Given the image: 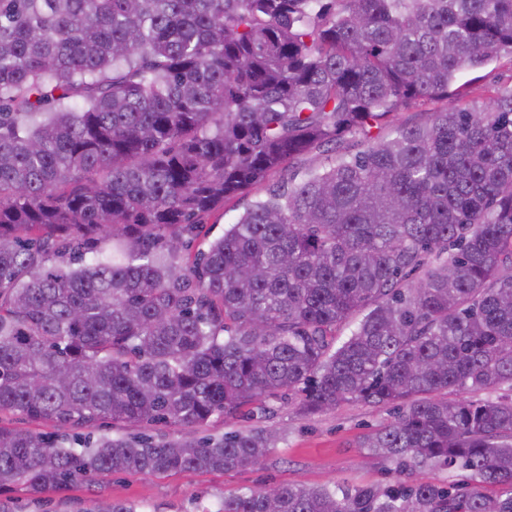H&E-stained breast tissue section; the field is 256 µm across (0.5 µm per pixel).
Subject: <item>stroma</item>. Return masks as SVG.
<instances>
[{
	"instance_id": "stroma-1",
	"label": "stroma",
	"mask_w": 512,
	"mask_h": 512,
	"mask_svg": "<svg viewBox=\"0 0 512 512\" xmlns=\"http://www.w3.org/2000/svg\"><path fill=\"white\" fill-rule=\"evenodd\" d=\"M467 101L483 102L494 89L512 88V57L478 72L463 74ZM389 408L361 402L343 404L336 410L304 416L288 401L271 402L265 412L231 421L212 418L204 433L218 437L226 430L245 431L255 426L273 430L277 440L258 464L221 472L186 471L169 475L143 476L117 473L100 481L101 498L132 504L138 512H216L224 497L269 485H354L387 483L388 463L371 460L357 442L391 420ZM85 486H73L69 503L55 493L38 496L17 487L0 489L15 512H85L91 504Z\"/></svg>"
}]
</instances>
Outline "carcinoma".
I'll list each match as a JSON object with an SVG mask.
<instances>
[{
  "label": "carcinoma",
  "mask_w": 512,
  "mask_h": 512,
  "mask_svg": "<svg viewBox=\"0 0 512 512\" xmlns=\"http://www.w3.org/2000/svg\"><path fill=\"white\" fill-rule=\"evenodd\" d=\"M504 53L512 0H0V413L54 425H0V488L252 466L272 431L198 430L288 395L396 409L358 443L394 483L217 512H512V400L436 398L512 388V91L458 84ZM105 418L180 435H76ZM439 107V103H412L402 108L397 112V114L392 116L387 123H384L383 130L380 135L391 133L397 125L402 123H414L421 121L426 116V112H433ZM360 140H361L360 136L345 134L336 143V152L330 151L331 148L329 149L328 152H322V151L313 152L312 154H310L306 157V160L301 165V167H302L301 170L305 171L309 168H311V169L321 168L322 166L327 164V161H330L331 159L334 158L335 153H336V155H338V154H343V153L349 152V151L350 152L357 151L359 148L358 144L360 143ZM277 177L273 178L269 182H265L254 186L248 191L246 196H238L235 199H231L224 203V209H220L211 214L206 220L205 228V243H196V249L200 248L203 250L207 249V242L218 238L224 234V228L228 227V224H233L239 215L244 211V207L247 203L254 201L260 196H264L267 187L275 182Z\"/></svg>",
  "instance_id": "carcinoma-1"
}]
</instances>
